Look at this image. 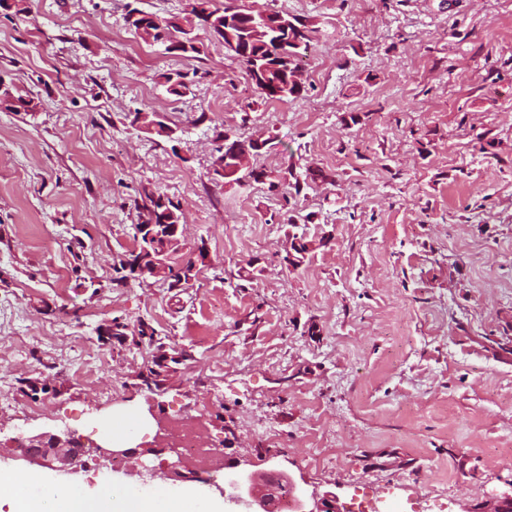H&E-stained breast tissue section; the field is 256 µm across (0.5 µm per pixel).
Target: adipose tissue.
<instances>
[{
  "mask_svg": "<svg viewBox=\"0 0 512 512\" xmlns=\"http://www.w3.org/2000/svg\"><path fill=\"white\" fill-rule=\"evenodd\" d=\"M8 512H223L221 498L197 488L157 483L144 490L117 482L88 486L49 481L33 472L0 474V507Z\"/></svg>",
  "mask_w": 512,
  "mask_h": 512,
  "instance_id": "obj_1",
  "label": "adipose tissue"
}]
</instances>
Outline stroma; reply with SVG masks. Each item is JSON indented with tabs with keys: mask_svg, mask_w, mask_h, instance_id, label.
Wrapping results in <instances>:
<instances>
[{
	"mask_svg": "<svg viewBox=\"0 0 512 512\" xmlns=\"http://www.w3.org/2000/svg\"><path fill=\"white\" fill-rule=\"evenodd\" d=\"M0 7V454L115 412L204 414L225 458L277 468L344 512L430 499L473 512L512 495V0H215L306 20L304 92L259 97L211 36L194 58L144 41L126 0ZM193 74L175 96L166 73ZM163 114L179 141L133 126ZM273 137L252 157L331 180L282 196L212 178L218 131ZM178 200L188 288L114 281L143 189ZM312 251L281 258L288 222ZM258 310V322L247 320ZM145 320L188 365L150 391L154 352L105 339ZM317 334H310V326ZM92 351L97 374L73 380ZM33 379L48 381L34 393Z\"/></svg>",
	"mask_w": 512,
	"mask_h": 512,
	"instance_id": "1",
	"label": "stroma"
}]
</instances>
